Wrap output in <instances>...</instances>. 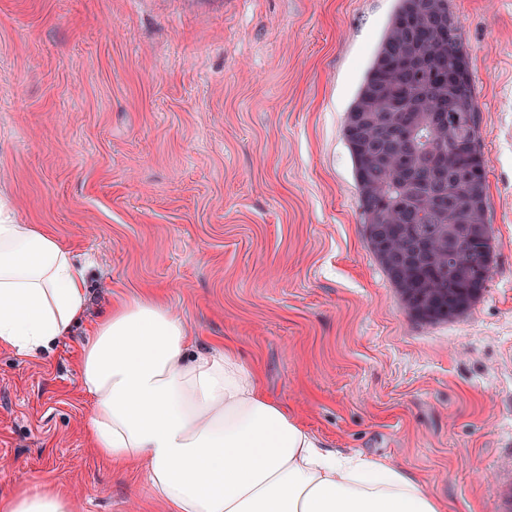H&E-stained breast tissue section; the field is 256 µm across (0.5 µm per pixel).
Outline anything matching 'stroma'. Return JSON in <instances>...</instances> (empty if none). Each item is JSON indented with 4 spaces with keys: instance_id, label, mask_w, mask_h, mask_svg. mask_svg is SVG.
Masks as SVG:
<instances>
[{
    "instance_id": "35a3bbf8",
    "label": "stroma",
    "mask_w": 512,
    "mask_h": 512,
    "mask_svg": "<svg viewBox=\"0 0 512 512\" xmlns=\"http://www.w3.org/2000/svg\"><path fill=\"white\" fill-rule=\"evenodd\" d=\"M395 0H0V194L56 237L88 307L36 360L0 348V491L166 512L87 446L78 361L147 292L235 344L328 446L418 476L447 512L512 491V0H449L473 64L496 259L471 311L414 320L370 253L344 116Z\"/></svg>"
}]
</instances>
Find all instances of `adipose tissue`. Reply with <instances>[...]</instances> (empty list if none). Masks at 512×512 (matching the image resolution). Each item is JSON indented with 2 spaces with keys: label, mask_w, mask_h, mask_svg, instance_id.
Returning <instances> with one entry per match:
<instances>
[{
  "label": "adipose tissue",
  "mask_w": 512,
  "mask_h": 512,
  "mask_svg": "<svg viewBox=\"0 0 512 512\" xmlns=\"http://www.w3.org/2000/svg\"><path fill=\"white\" fill-rule=\"evenodd\" d=\"M87 305L83 273L54 237L0 200V347L37 358ZM184 320L149 299L122 302L86 343L93 453L142 461L169 512H446L414 474L326 447L262 390L232 344L195 352ZM0 512H75L49 483L0 493Z\"/></svg>",
  "instance_id": "obj_1"
}]
</instances>
